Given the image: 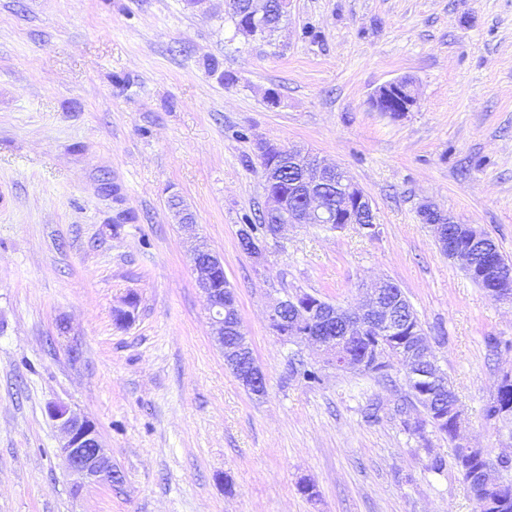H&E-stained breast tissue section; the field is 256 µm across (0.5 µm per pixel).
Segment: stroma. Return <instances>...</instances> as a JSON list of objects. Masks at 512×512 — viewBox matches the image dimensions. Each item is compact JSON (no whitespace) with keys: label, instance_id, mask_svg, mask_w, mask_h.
Instances as JSON below:
<instances>
[{"label":"stroma","instance_id":"35a3bbf8","mask_svg":"<svg viewBox=\"0 0 512 512\" xmlns=\"http://www.w3.org/2000/svg\"><path fill=\"white\" fill-rule=\"evenodd\" d=\"M401 78L411 112L377 111ZM268 141L347 172L379 236L304 224L245 253ZM428 206L512 260V0H290L255 41L224 0H0V512H477L459 473L427 467L453 444L433 432L422 449L397 415L402 364L338 371L267 319L287 292L354 309L364 285L395 283L463 436L512 456V424L483 414L512 372V301L439 250ZM198 240L224 258L263 396L210 334ZM132 295L134 321L117 324ZM292 356L322 384L291 377ZM53 403L96 422L122 484L76 486Z\"/></svg>","mask_w":512,"mask_h":512}]
</instances>
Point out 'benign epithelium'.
Segmentation results:
<instances>
[{"mask_svg":"<svg viewBox=\"0 0 512 512\" xmlns=\"http://www.w3.org/2000/svg\"><path fill=\"white\" fill-rule=\"evenodd\" d=\"M268 0H249V14L252 20L264 22L270 19ZM416 104L412 82L399 79L381 86L375 96L374 105L380 112H409ZM280 152L291 157H303L305 152L296 147L264 142L259 146L260 156ZM337 166L324 161L305 167L299 179L305 195V209L298 213L285 210V203L275 197L267 198L266 209L277 216L270 235L277 237L290 226L297 224H335L336 213L325 204L321 186L327 175ZM342 183L346 192H356L354 205L348 206L350 214L346 221L357 223L351 210H373L372 202L364 191L352 181L347 173H342ZM433 232L439 248L447 252L449 259L458 261L462 269L470 273L476 269L472 248L461 249L446 241L444 226L433 225ZM192 272L198 288L206 295L209 303V316L212 334L215 336L223 355L224 364L233 372L243 387L255 396L264 395L265 376L254 357L253 350L240 327L236 297L234 293L217 287L224 277L223 257L199 246L191 254ZM482 278L488 281L509 280L512 266L504 263L499 266L489 263L484 266ZM388 282L379 281L370 287L366 303L357 309L349 310L329 303H301L298 298L287 296L278 300L268 313V322L276 327L280 315L287 307H292V319L288 321L289 335L284 343L296 344L305 340L322 349L324 364L338 370L357 372L364 363H359L336 352V337L324 335V328L335 324L343 332L345 339H357L372 332L378 336H393L403 326L399 323V310L385 299ZM402 365L406 377L427 378L436 390L442 389L448 377L437 365L426 338L422 337L403 353ZM50 418L57 422L61 432L59 454L66 470L82 483L116 485L122 482L121 471L112 463V455L101 440L97 424L72 411L63 404L48 406Z\"/></svg>","mask_w":512,"mask_h":512,"instance_id":"obj_1","label":"benign epithelium"}]
</instances>
